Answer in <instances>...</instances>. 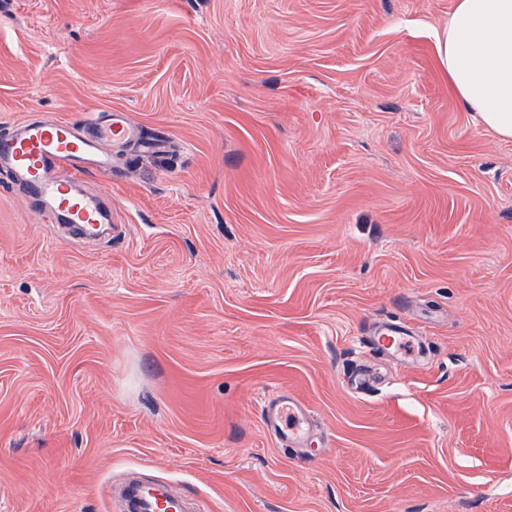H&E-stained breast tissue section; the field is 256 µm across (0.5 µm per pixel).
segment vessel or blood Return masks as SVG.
Segmentation results:
<instances>
[{
  "label": "vessel or blood",
  "instance_id": "b4317fda",
  "mask_svg": "<svg viewBox=\"0 0 512 512\" xmlns=\"http://www.w3.org/2000/svg\"><path fill=\"white\" fill-rule=\"evenodd\" d=\"M139 127L129 113L111 110L85 119L21 121L10 136L0 138V169L11 184L64 216L80 237L92 238L99 224L109 221L100 196L74 193L73 179L88 174H111L112 145L134 141ZM407 332L394 323L379 327L374 346L382 351L411 354L414 345ZM262 413L267 430L280 443L302 447L312 434L308 409L281 394L266 398ZM115 512H206L203 502L177 493L167 483L127 476L112 489Z\"/></svg>",
  "mask_w": 512,
  "mask_h": 512
}]
</instances>
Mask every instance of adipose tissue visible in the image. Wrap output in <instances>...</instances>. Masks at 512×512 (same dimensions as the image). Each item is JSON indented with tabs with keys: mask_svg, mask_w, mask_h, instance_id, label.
Wrapping results in <instances>:
<instances>
[{
	"mask_svg": "<svg viewBox=\"0 0 512 512\" xmlns=\"http://www.w3.org/2000/svg\"><path fill=\"white\" fill-rule=\"evenodd\" d=\"M435 43L457 98L482 128L512 139V0H455Z\"/></svg>",
	"mask_w": 512,
	"mask_h": 512,
	"instance_id": "ef3b65f1",
	"label": "adipose tissue"
}]
</instances>
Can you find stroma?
Segmentation results:
<instances>
[{
	"label": "stroma",
	"instance_id": "35a3bbf8",
	"mask_svg": "<svg viewBox=\"0 0 512 512\" xmlns=\"http://www.w3.org/2000/svg\"><path fill=\"white\" fill-rule=\"evenodd\" d=\"M454 3L0 0V137L177 145L79 177L106 241L0 172V512H111L130 469L209 512H512V140L439 70ZM405 337L410 336L402 327L394 323H386L379 327L372 342L377 349L391 355L397 354V351L409 355L413 352L414 345ZM262 413L269 433L286 446L302 447L313 434L308 409L287 395L266 398Z\"/></svg>",
	"mask_w": 512,
	"mask_h": 512
}]
</instances>
